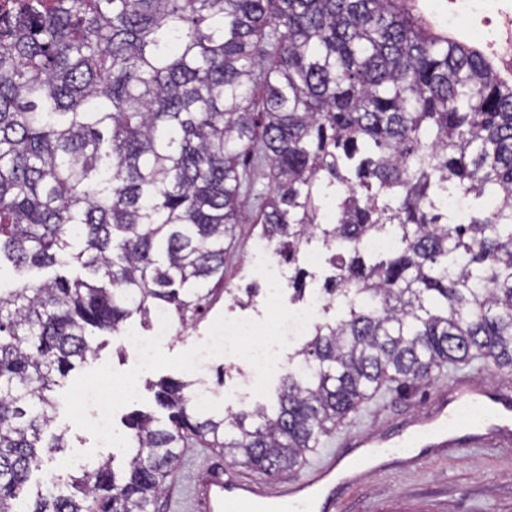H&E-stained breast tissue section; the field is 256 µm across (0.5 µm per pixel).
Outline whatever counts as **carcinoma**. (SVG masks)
Returning <instances> with one entry per match:
<instances>
[{
	"instance_id": "carcinoma-1",
	"label": "carcinoma",
	"mask_w": 512,
	"mask_h": 512,
	"mask_svg": "<svg viewBox=\"0 0 512 512\" xmlns=\"http://www.w3.org/2000/svg\"><path fill=\"white\" fill-rule=\"evenodd\" d=\"M0 4V512L43 455L59 380L135 315L199 319L224 281L242 191L261 171L262 237L288 300L335 273L288 355L277 404L207 415L162 378L114 460L27 512H152L185 449L270 478L302 466L384 383L481 362L512 374V87L469 42L399 0H18ZM340 187L319 224L320 187ZM470 199L465 224L436 206ZM400 247L373 256L368 235ZM285 305L288 309H290L291 311H294V312L303 311L310 306H313V308H314V316L310 320L306 331L296 338L294 337V335L292 333L288 334V336L292 339L295 338V340H302L305 336H308L310 330L320 320L324 307H326L328 305V300L323 296H314V297L309 298L305 302H302L301 304H293V305L285 304Z\"/></svg>"
}]
</instances>
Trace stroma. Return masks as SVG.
Listing matches in <instances>:
<instances>
[{
	"label": "stroma",
	"instance_id": "1",
	"mask_svg": "<svg viewBox=\"0 0 512 512\" xmlns=\"http://www.w3.org/2000/svg\"><path fill=\"white\" fill-rule=\"evenodd\" d=\"M474 10L457 21H449L447 6L436 5L434 0H422L420 7L424 18L436 29L455 32L464 31L467 40H474L483 20L479 10L482 0H469ZM269 190V181L256 177L252 193L242 196L244 221L236 225L224 266V283L215 292V301L208 313L200 320L176 327L171 339L164 343L167 354L184 352L200 343L218 315L231 318H248L264 311V290L268 285L256 277L248 268V261L261 243L258 227L253 219L256 215V194ZM252 287L260 294L251 301L235 302L232 291ZM195 390L206 391L208 408L213 412L252 409L259 401L251 395L236 399L235 392L244 382H255L256 372L244 359L226 355L209 357L199 371L191 373ZM451 370H444L436 380L427 385L402 388L399 391H384L364 403L360 409L344 421L343 430L376 433L388 424L402 422L419 413L428 393L450 385ZM54 432H65L70 452L79 453L77 468L94 466L96 461L112 454L109 446H96L92 435L77 428L57 411L52 424ZM61 455L44 458L41 469L35 473L19 498L14 502L16 512H27L37 489L57 484L59 492H67L69 470L60 466ZM224 453L217 448L196 446L186 449L179 466L166 480V489L155 506V512H185L187 490L196 470L223 462ZM512 512V456L503 454L489 457L477 449L464 452L459 458L432 460L421 472L403 470L392 474H375L357 492L337 499L334 512Z\"/></svg>",
	"mask_w": 512,
	"mask_h": 512
}]
</instances>
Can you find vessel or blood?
<instances>
[{"mask_svg":"<svg viewBox=\"0 0 512 512\" xmlns=\"http://www.w3.org/2000/svg\"><path fill=\"white\" fill-rule=\"evenodd\" d=\"M493 58L500 80H512V13L501 19ZM463 448L512 449V389L463 372L419 415L377 435L349 434L339 450H322L299 478L258 481L243 467H208L189 487L188 512H333L338 497L375 473L418 470Z\"/></svg>","mask_w":512,"mask_h":512,"instance_id":"vessel-or-blood-1","label":"vessel or blood"}]
</instances>
